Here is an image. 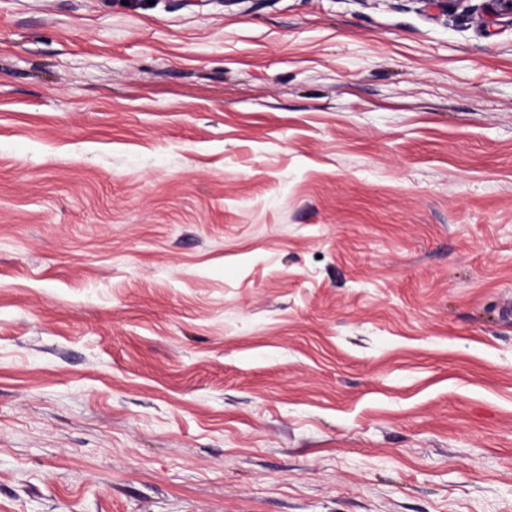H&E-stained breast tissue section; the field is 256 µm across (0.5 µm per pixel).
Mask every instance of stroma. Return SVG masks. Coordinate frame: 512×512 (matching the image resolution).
Listing matches in <instances>:
<instances>
[{
  "mask_svg": "<svg viewBox=\"0 0 512 512\" xmlns=\"http://www.w3.org/2000/svg\"><path fill=\"white\" fill-rule=\"evenodd\" d=\"M0 0V512H512V23Z\"/></svg>",
  "mask_w": 512,
  "mask_h": 512,
  "instance_id": "1",
  "label": "stroma"
}]
</instances>
